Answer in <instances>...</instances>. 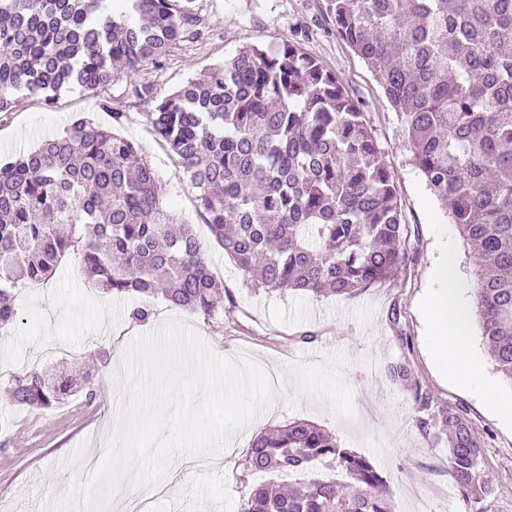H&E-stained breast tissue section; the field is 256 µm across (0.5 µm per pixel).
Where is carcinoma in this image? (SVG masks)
Listing matches in <instances>:
<instances>
[{"instance_id":"carcinoma-1","label":"carcinoma","mask_w":512,"mask_h":512,"mask_svg":"<svg viewBox=\"0 0 512 512\" xmlns=\"http://www.w3.org/2000/svg\"><path fill=\"white\" fill-rule=\"evenodd\" d=\"M105 2L0 0V112L124 79L212 242L252 285L343 297L398 271L406 225L394 180L332 72L285 40L164 94L133 77L199 39L195 0H130L140 22ZM327 10L402 113L414 164L471 248L481 338L512 382V0H327ZM71 255L108 295L160 297L205 318L224 308L202 242L173 222L156 171L133 141L83 116L0 161V331L17 319L15 291L47 282ZM80 392L95 399L90 378L37 368L8 380L16 406L48 409ZM418 429L447 445L454 483L482 503L492 484L468 421L450 409ZM245 464L309 477L255 486L240 512H398L374 464L307 420L256 434Z\"/></svg>"}]
</instances>
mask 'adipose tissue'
<instances>
[{"mask_svg": "<svg viewBox=\"0 0 512 512\" xmlns=\"http://www.w3.org/2000/svg\"><path fill=\"white\" fill-rule=\"evenodd\" d=\"M434 276L439 287L423 304L432 328L430 353L434 362L455 382L479 389L494 412L504 421H512V401L497 396L471 350L469 308L461 293L453 256H446L438 264Z\"/></svg>", "mask_w": 512, "mask_h": 512, "instance_id": "obj_1", "label": "adipose tissue"}]
</instances>
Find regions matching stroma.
<instances>
[{
  "label": "stroma",
  "mask_w": 512,
  "mask_h": 512,
  "mask_svg": "<svg viewBox=\"0 0 512 512\" xmlns=\"http://www.w3.org/2000/svg\"><path fill=\"white\" fill-rule=\"evenodd\" d=\"M196 6L201 37L145 64L138 80L169 92L243 47L296 43L361 103L397 187L407 260L394 278L348 297L252 288L212 244L187 177L150 134L145 108L128 96L125 82L95 93L63 90L50 108L27 98L13 111L0 112V160L26 153L74 117L87 116L108 128L113 113H123L119 133L140 146L174 222L194 226L212 272L224 284V316L213 321L159 298L103 294L88 284L72 257L47 284L18 293L19 317L0 331V512H55L72 484L90 476L116 431L114 415L130 403L115 373L132 339L173 321L235 364L247 359L257 364L273 385L272 399L230 436L224 452L207 457L205 466L194 467L190 456L177 457L165 477L145 489L122 475L109 512H132L145 499L152 512H239L260 480L244 468L248 444L266 428L294 419L316 422L342 445L367 455L400 512H469L470 502L448 473L446 448L425 439L416 426L418 390L428 395L432 410L451 408L468 420L493 486L484 506L487 512H512V425L488 409L479 391L445 379L430 357L421 303L436 287L435 266L452 253L468 294L478 267L445 205L413 164L399 112L368 64L337 36L326 0H196ZM141 303L153 311L149 322L129 317ZM101 347L107 352L103 360ZM38 360L56 373H89L95 400L78 394L48 410L13 405L5 395L10 374ZM396 364L406 366L409 381L390 378L388 368Z\"/></svg>",
  "instance_id": "35a3bbf8"
}]
</instances>
